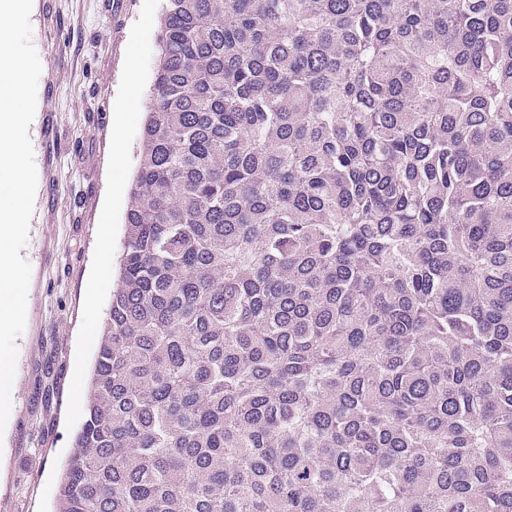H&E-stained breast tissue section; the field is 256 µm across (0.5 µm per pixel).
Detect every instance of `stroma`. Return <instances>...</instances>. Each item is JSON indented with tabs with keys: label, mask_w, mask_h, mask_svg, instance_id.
<instances>
[{
	"label": "stroma",
	"mask_w": 512,
	"mask_h": 512,
	"mask_svg": "<svg viewBox=\"0 0 512 512\" xmlns=\"http://www.w3.org/2000/svg\"><path fill=\"white\" fill-rule=\"evenodd\" d=\"M33 0L42 72L29 134L37 191L28 241L27 320L17 385L0 435V512H55L72 440L85 418L74 378H89L111 288L158 55L162 0ZM135 106H128L129 94Z\"/></svg>",
	"instance_id": "35a3bbf8"
}]
</instances>
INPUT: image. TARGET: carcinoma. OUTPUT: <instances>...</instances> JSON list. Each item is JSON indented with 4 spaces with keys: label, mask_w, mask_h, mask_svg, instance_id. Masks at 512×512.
I'll use <instances>...</instances> for the list:
<instances>
[{
    "label": "carcinoma",
    "mask_w": 512,
    "mask_h": 512,
    "mask_svg": "<svg viewBox=\"0 0 512 512\" xmlns=\"http://www.w3.org/2000/svg\"><path fill=\"white\" fill-rule=\"evenodd\" d=\"M56 512H512V0H165Z\"/></svg>",
    "instance_id": "cac0c4a2"
}]
</instances>
